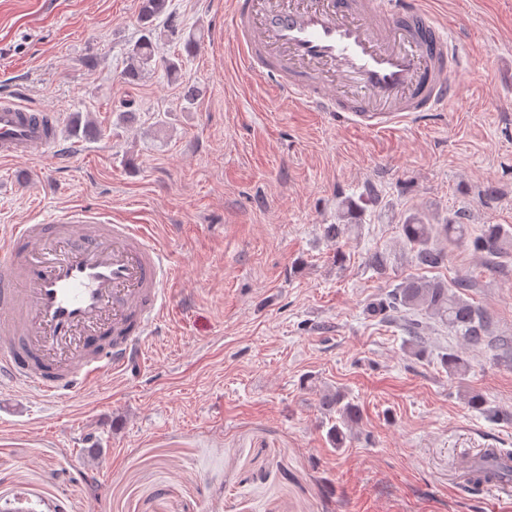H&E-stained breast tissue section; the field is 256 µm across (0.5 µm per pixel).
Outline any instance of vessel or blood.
<instances>
[{"label": "vessel or blood", "mask_w": 512, "mask_h": 512, "mask_svg": "<svg viewBox=\"0 0 512 512\" xmlns=\"http://www.w3.org/2000/svg\"><path fill=\"white\" fill-rule=\"evenodd\" d=\"M230 17L244 69L312 112L387 130L459 93L464 61L427 0H232ZM57 142L55 113L0 100L1 160ZM166 277L141 224L71 208L0 229V383L60 402L124 372L171 309Z\"/></svg>", "instance_id": "1"}]
</instances>
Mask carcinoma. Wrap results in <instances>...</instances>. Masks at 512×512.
<instances>
[{
	"label": "carcinoma",
	"instance_id": "carcinoma-1",
	"mask_svg": "<svg viewBox=\"0 0 512 512\" xmlns=\"http://www.w3.org/2000/svg\"><path fill=\"white\" fill-rule=\"evenodd\" d=\"M168 0H140V21L146 29L143 38L136 42L128 52V65L123 78L129 82H138L154 71L157 61L156 44L154 43L153 22L165 16L166 37L171 42H183L184 52L174 53L163 60L167 75L181 78L184 55H192L197 43L189 38L183 39L182 27L178 19L167 13ZM363 208L354 202L342 206L338 222L324 228L326 237L336 243L340 242L349 231L350 225L361 221ZM435 216L427 209H416L402 221L401 233L403 241L414 252L418 265L425 268H439L448 261V248L470 243L475 251L491 257H502L512 254V232L499 224H487L480 233L470 235L466 225L460 218H453L442 224L434 223ZM472 284L467 279H458L453 286L425 277H405L387 295V297L371 306V312L384 317L402 314L408 317V333L417 337L421 326L419 317L434 319L452 328L461 338L463 344L473 350L495 348L506 344L501 339L494 341L486 336L488 317L478 307L464 298V292ZM322 408L329 414H336L329 437L335 445L342 444L343 429L358 420V409L355 405L345 402V395L339 391L331 392L322 398ZM503 485L512 483V466L506 469L493 470L488 467L479 468L470 479V488L478 492L486 482Z\"/></svg>",
	"mask_w": 512,
	"mask_h": 512
}]
</instances>
